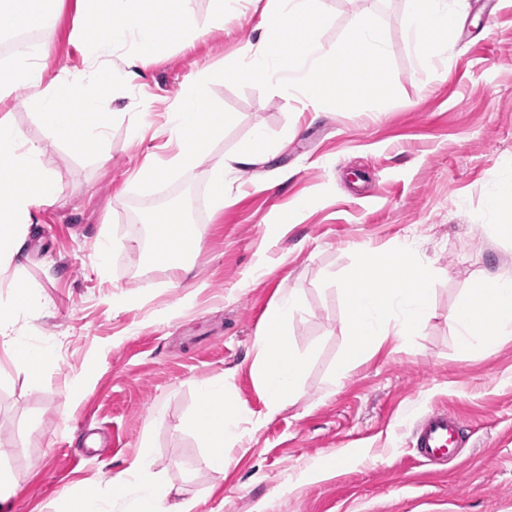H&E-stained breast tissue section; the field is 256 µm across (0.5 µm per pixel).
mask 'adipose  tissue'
<instances>
[{
	"mask_svg": "<svg viewBox=\"0 0 512 512\" xmlns=\"http://www.w3.org/2000/svg\"><path fill=\"white\" fill-rule=\"evenodd\" d=\"M239 3L213 0L211 14L202 17L193 0H76L69 42L77 48L80 64L68 76L52 73L49 45L37 50L15 45L9 74L0 79V288L11 289L14 305L25 302L26 289L7 273L21 253L36 210L53 203L59 184L43 162L41 147L15 125L13 110L21 105L35 108L49 136L70 148L102 141L111 124L103 91L118 83L138 82L148 61L164 58L172 46H189L222 27L225 8ZM63 8L64 0H0V35L56 28ZM455 20L446 0H408L405 36L421 63H431L436 49L447 45ZM21 88L28 91L22 100L16 97ZM149 228L155 258L171 269L190 271L201 240L198 226L175 210L158 209ZM432 277V267L406 250L385 260L373 250L363 251L342 284L353 339L339 364L340 373L366 356L384 323H391L393 335L400 338L423 328ZM296 306L297 294L289 292L256 334V368L273 413L303 397L300 381L305 363L291 351L284 331ZM449 321L466 352L488 351L490 337L512 335V276L484 273ZM0 351L34 369L53 360L49 351L35 349L15 331L13 316L4 308L0 309ZM200 397L191 424L206 442L211 467L220 472L235 441L226 420L230 404L223 387L213 383L201 387ZM110 482L113 500L130 504L132 512H195V501L174 497L147 454L137 455Z\"/></svg>",
	"mask_w": 512,
	"mask_h": 512,
	"instance_id": "ef3b65f1",
	"label": "adipose tissue"
}]
</instances>
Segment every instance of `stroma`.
<instances>
[{"mask_svg": "<svg viewBox=\"0 0 512 512\" xmlns=\"http://www.w3.org/2000/svg\"><path fill=\"white\" fill-rule=\"evenodd\" d=\"M320 4L332 15L328 49L359 10L380 19L398 98L380 112L326 107L314 118L281 90L214 81L208 91L234 121L211 162L250 148L259 128L288 137L268 163L232 167L223 209L202 166L153 191L129 185L146 156L169 155L133 124L146 102L163 125L196 68H220L255 41L260 6L225 12L223 29L120 87L108 166L53 141L35 111L14 112L44 144L60 192L10 270L28 288L15 328L54 362L32 371L0 357V465L18 483L9 512H53L60 496L90 488L103 512H126L108 479L144 443L196 512H512V337L469 353L448 322L483 273L512 271V240L486 208L512 162V0H451L461 27L430 68L404 37L407 0ZM173 206L202 233L187 274L152 261L134 232L144 211ZM103 239L115 242L104 264ZM402 244L433 268L424 328L379 341L333 380L351 339L341 281L364 249ZM292 288L303 399L272 414L253 371L255 336ZM204 381L235 405L226 419L240 440L220 473L190 425ZM436 408L464 416L466 444L444 465L413 466L414 427Z\"/></svg>", "mask_w": 512, "mask_h": 512, "instance_id": "1", "label": "stroma"}]
</instances>
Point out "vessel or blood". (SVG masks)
I'll return each mask as SVG.
<instances>
[{
    "mask_svg": "<svg viewBox=\"0 0 512 512\" xmlns=\"http://www.w3.org/2000/svg\"><path fill=\"white\" fill-rule=\"evenodd\" d=\"M466 429L460 415L443 409L427 413L416 425L414 446L420 458L437 462L463 447Z\"/></svg>",
    "mask_w": 512,
    "mask_h": 512,
    "instance_id": "vessel-or-blood-1",
    "label": "vessel or blood"
}]
</instances>
